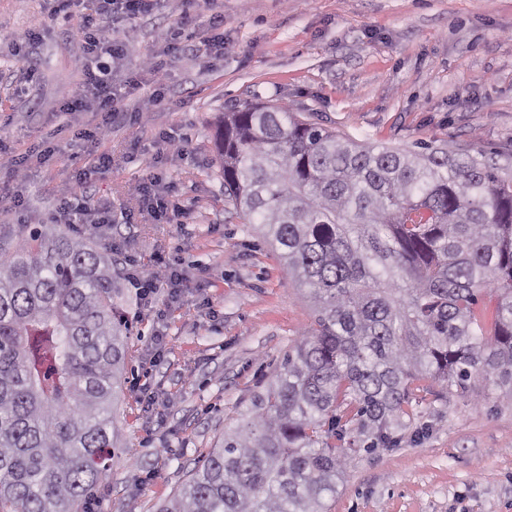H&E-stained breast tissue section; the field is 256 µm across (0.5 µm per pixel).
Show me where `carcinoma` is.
Wrapping results in <instances>:
<instances>
[{"label":"carcinoma","mask_w":512,"mask_h":512,"mask_svg":"<svg viewBox=\"0 0 512 512\" xmlns=\"http://www.w3.org/2000/svg\"><path fill=\"white\" fill-rule=\"evenodd\" d=\"M215 149L226 211L265 228L316 317L162 512H328L359 457L428 435L416 393L485 379L512 402V177L496 162L364 146L248 102ZM125 279L105 244L0 232V512H88L123 450Z\"/></svg>","instance_id":"1"}]
</instances>
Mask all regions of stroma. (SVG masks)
<instances>
[{
	"instance_id": "stroma-1",
	"label": "stroma",
	"mask_w": 512,
	"mask_h": 512,
	"mask_svg": "<svg viewBox=\"0 0 512 512\" xmlns=\"http://www.w3.org/2000/svg\"><path fill=\"white\" fill-rule=\"evenodd\" d=\"M215 7L224 16L220 52L201 26L192 55L168 58L158 28L179 27L183 0H162L157 13L115 32L126 45L118 76L140 83L126 103L143 121L103 140L114 164L91 193L98 203L136 208L138 185L157 168L185 217L75 232L141 261L165 255L186 282L177 295L161 288L142 304L130 284L121 288L117 309L136 356L114 405L127 448L109 460L96 488L98 512H157L314 321L304 288L262 227L224 210L213 161L220 112L247 101L284 103L361 144L512 154V0H217ZM38 19L45 29L37 80L20 93L14 78L0 79L2 183L18 154L55 126L82 79V44L73 24L51 18L47 0H0V30L13 36L0 40V67L9 68L13 41H25ZM152 55L168 61L160 102L143 70ZM162 132L182 153L166 150ZM59 146L48 162H30L26 205L0 203V225L38 224L54 211L60 188L89 157L81 141L66 136ZM418 410L428 437L356 462L329 512H512V404L480 381L454 397L435 389Z\"/></svg>"
}]
</instances>
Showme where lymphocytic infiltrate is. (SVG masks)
<instances>
[{"mask_svg":"<svg viewBox=\"0 0 512 512\" xmlns=\"http://www.w3.org/2000/svg\"><path fill=\"white\" fill-rule=\"evenodd\" d=\"M94 12L84 10V0H56L55 14L78 18L77 33L83 44L81 68L83 79L75 94L59 108V128L73 127L79 113L94 112L96 124L84 130V137L101 140L112 127L126 121H139L140 116L122 106V98L113 79L116 63L125 54L123 42L114 38L116 24L150 15L159 0H97ZM112 157L102 152L95 156L86 173L67 183L60 191L52 222L92 224L103 228L114 224L111 208L95 206L91 199L90 173L109 170ZM130 275L141 297L155 289L178 290L185 276L166 258H158L152 270L140 269L130 262Z\"/></svg>","mask_w":512,"mask_h":512,"instance_id":"f902f5d3","label":"lymphocytic infiltrate"}]
</instances>
